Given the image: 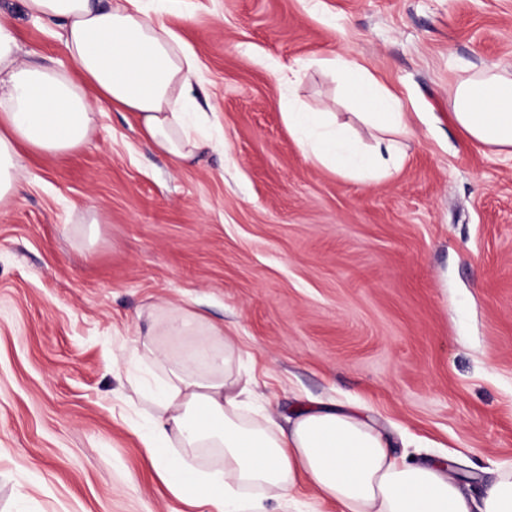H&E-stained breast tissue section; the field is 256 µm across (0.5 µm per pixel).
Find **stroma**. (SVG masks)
Here are the masks:
<instances>
[{"instance_id": "1", "label": "stroma", "mask_w": 512, "mask_h": 512, "mask_svg": "<svg viewBox=\"0 0 512 512\" xmlns=\"http://www.w3.org/2000/svg\"><path fill=\"white\" fill-rule=\"evenodd\" d=\"M21 55L73 69L0 0ZM212 145L179 166L103 105L65 156L22 154L0 213V512H210L160 480L128 358L160 306L222 323L257 409L368 405L419 462L457 456L481 496L512 463V157L448 118L458 81L512 66V0H180ZM346 56L400 99L398 171L365 184L307 160L279 107L335 112L361 145ZM307 63L301 84L280 69Z\"/></svg>"}]
</instances>
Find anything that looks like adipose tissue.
<instances>
[{
	"label": "adipose tissue",
	"instance_id": "obj_1",
	"mask_svg": "<svg viewBox=\"0 0 512 512\" xmlns=\"http://www.w3.org/2000/svg\"><path fill=\"white\" fill-rule=\"evenodd\" d=\"M27 15L60 32L75 71L19 55L16 30L0 19V209L24 188L21 151L55 156L80 150L97 127L101 103L133 112L151 149L175 160L209 146L196 130L192 81L198 65L162 21L170 0H22ZM347 82L361 119L378 131L365 148L332 113L289 102L285 118L304 156L363 182L387 178L400 160L407 126L395 94L355 61L323 60ZM452 116L471 141L512 154V71L481 70L456 86ZM185 342L174 351L172 342ZM143 388L160 414L139 438L171 491L212 512H268L305 481L340 512H512V468L483 496L465 493L444 462L399 458L361 405L297 404L287 416L246 414L241 351L221 326L181 306L161 310L142 336ZM218 448L221 468L196 472L169 453Z\"/></svg>",
	"mask_w": 512,
	"mask_h": 512
}]
</instances>
